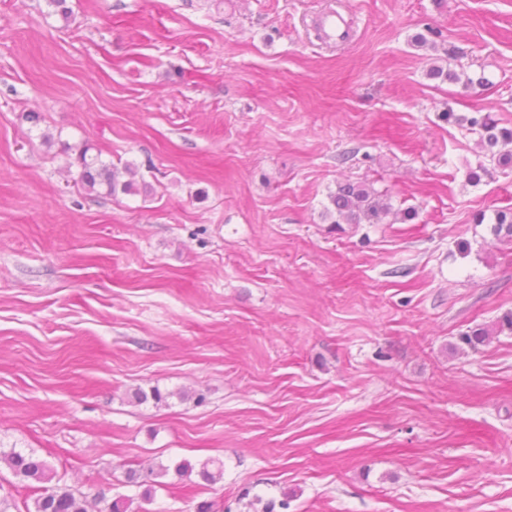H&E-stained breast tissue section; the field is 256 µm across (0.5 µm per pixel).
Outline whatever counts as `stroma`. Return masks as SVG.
<instances>
[{
	"instance_id": "35a3bbf8",
	"label": "stroma",
	"mask_w": 512,
	"mask_h": 512,
	"mask_svg": "<svg viewBox=\"0 0 512 512\" xmlns=\"http://www.w3.org/2000/svg\"><path fill=\"white\" fill-rule=\"evenodd\" d=\"M66 5L0 0V451L95 512H512V168L443 117L512 128V0ZM318 27L326 42L343 43L350 38L349 21L340 12L325 13L320 18ZM89 150L90 147L87 146L79 148L75 158L79 168V181L85 189L114 197L119 189L125 193L132 188V181L120 180V171L116 166L102 161L98 155H88ZM379 198V195L364 185L345 183L337 187L331 202L340 216L358 223L362 219H379L381 215L389 213L390 207Z\"/></svg>"
}]
</instances>
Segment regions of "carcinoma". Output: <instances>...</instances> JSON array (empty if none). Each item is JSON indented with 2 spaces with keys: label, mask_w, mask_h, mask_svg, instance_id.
Returning a JSON list of instances; mask_svg holds the SVG:
<instances>
[{
  "label": "carcinoma",
  "mask_w": 512,
  "mask_h": 512,
  "mask_svg": "<svg viewBox=\"0 0 512 512\" xmlns=\"http://www.w3.org/2000/svg\"><path fill=\"white\" fill-rule=\"evenodd\" d=\"M465 123L479 132L481 141L490 151L500 144H512V130L499 127L498 121L488 114L477 112L465 119ZM88 152L89 147L84 146L75 158L79 181L85 189L114 197L118 192L125 193L132 188L133 182L120 180L116 166L97 156L92 157ZM331 202L339 215L355 223L378 219L390 211L388 204L374 191L353 183L339 185ZM494 232L497 236L512 237V207L495 212ZM5 460L16 477L37 484L36 496L29 502L23 501V509L16 512H89L88 494L63 483L44 460L15 450L7 454Z\"/></svg>",
  "instance_id": "obj_1"
}]
</instances>
